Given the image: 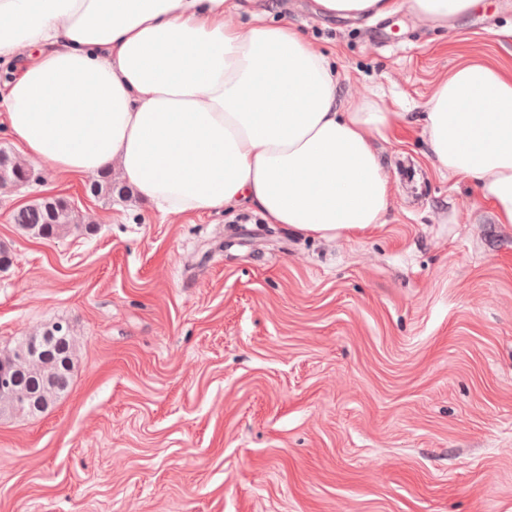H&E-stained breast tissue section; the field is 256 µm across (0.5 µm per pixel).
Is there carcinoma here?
Segmentation results:
<instances>
[{
	"mask_svg": "<svg viewBox=\"0 0 512 512\" xmlns=\"http://www.w3.org/2000/svg\"><path fill=\"white\" fill-rule=\"evenodd\" d=\"M4 174L0 188L22 183L30 167L21 164L4 152ZM94 195L108 197L116 193L128 194V189L112 183V177L103 174L89 183ZM14 223L42 238H58L77 223L76 214L63 199H42L18 210ZM42 341V350L33 356H23L12 347L0 352V378L7 377L8 386L0 385V416L22 414L27 417L42 415L66 393L73 376L75 340L71 327L55 322L33 334Z\"/></svg>",
	"mask_w": 512,
	"mask_h": 512,
	"instance_id": "obj_1",
	"label": "carcinoma"
}]
</instances>
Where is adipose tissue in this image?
<instances>
[{"label":"adipose tissue","mask_w":512,"mask_h":512,"mask_svg":"<svg viewBox=\"0 0 512 512\" xmlns=\"http://www.w3.org/2000/svg\"><path fill=\"white\" fill-rule=\"evenodd\" d=\"M252 0H0V58L24 60L4 96L26 162L117 171L164 215L241 202L321 238L382 223L390 186L374 139L401 112L339 106L327 56ZM477 0H318L341 18L401 9L445 24ZM250 12L247 27L229 23ZM438 170L474 184L512 224V69L468 60L423 117Z\"/></svg>","instance_id":"obj_1"}]
</instances>
